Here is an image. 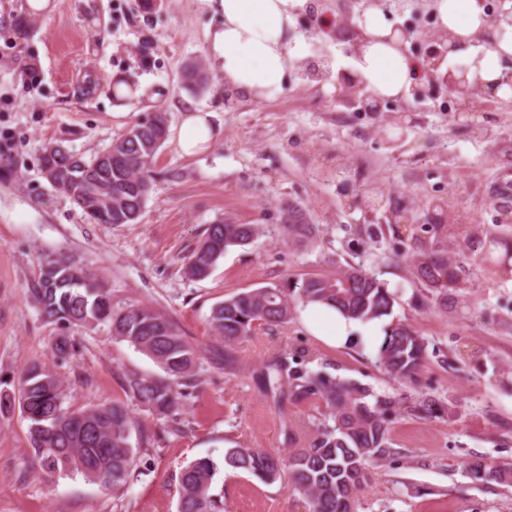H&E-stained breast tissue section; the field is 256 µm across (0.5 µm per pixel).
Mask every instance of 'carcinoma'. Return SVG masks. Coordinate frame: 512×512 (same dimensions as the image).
<instances>
[{
    "label": "carcinoma",
    "mask_w": 512,
    "mask_h": 512,
    "mask_svg": "<svg viewBox=\"0 0 512 512\" xmlns=\"http://www.w3.org/2000/svg\"><path fill=\"white\" fill-rule=\"evenodd\" d=\"M132 128L141 132L131 138L118 137L112 146L122 155L120 168L100 175L98 157L86 160L72 153L56 158L47 146L43 164L70 168L76 178L102 181L97 197L74 195L64 184L55 189L65 194L97 224H135L134 213L143 209L150 192L144 176L148 161L160 146L145 123ZM288 233L309 238L312 225L302 213H288ZM261 229L256 224H210L202 242L186 257V274L197 280L234 246L251 243ZM419 278L430 288H453L457 276L448 261L430 256L418 264ZM43 320L76 326L108 323L112 336L128 342L150 357L165 373L152 377L131 371L125 375L127 396L166 417L173 414L184 396L180 386L196 374L200 351L165 314L153 308L129 304L114 307L112 295L91 272L64 257L47 258L39 276L28 286ZM319 303L342 315L368 323L392 314L396 294L374 275L351 266L339 277L315 276L289 280L268 288L236 294L212 307L210 325L224 340V362L233 365L235 346L261 325L288 322L299 305ZM428 356V343L410 326L390 323L377 348L376 361L390 377H413ZM287 381L290 396H310L324 402L329 422L317 429L306 448H296L288 459L259 448H229L223 464L203 457L186 465L179 478V512H224V500L212 493L216 477L225 466L250 474L265 484L287 482L306 499L308 512H339L344 499L355 500L369 479V463L387 453V421L394 402L356 383L321 371L293 368L288 353L268 362L262 372L265 386L276 389ZM65 390L49 367L30 366L22 376L18 394L0 391V415L20 407L29 421V434L39 476L48 482L70 474H81L114 493L129 483L135 470L136 452L130 442L132 419L121 403L100 404L81 411L64 407ZM480 479L512 485V467L477 466Z\"/></svg>",
    "instance_id": "carcinoma-1"
}]
</instances>
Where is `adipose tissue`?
Returning <instances> with one entry per match:
<instances>
[{
	"instance_id": "obj_1",
	"label": "adipose tissue",
	"mask_w": 512,
	"mask_h": 512,
	"mask_svg": "<svg viewBox=\"0 0 512 512\" xmlns=\"http://www.w3.org/2000/svg\"><path fill=\"white\" fill-rule=\"evenodd\" d=\"M312 0H217L224 24L211 37V52L224 71V82L248 97H273L288 84L296 66L311 57V38L297 30L298 19ZM429 7L439 28L448 31L457 53L467 58L470 84L484 93L512 98L506 84L505 62L512 58V27L494 41L477 43L488 21L478 0H431ZM354 56L350 78L378 99H399L426 82L420 62L408 56L405 42L389 23L383 9H365L357 35L346 42ZM207 112L190 111L175 131L180 150L188 155L208 150L213 131ZM307 330L324 343L339 346L363 330L368 344L380 343L379 322L367 324L348 319L323 304H309L299 311Z\"/></svg>"
}]
</instances>
